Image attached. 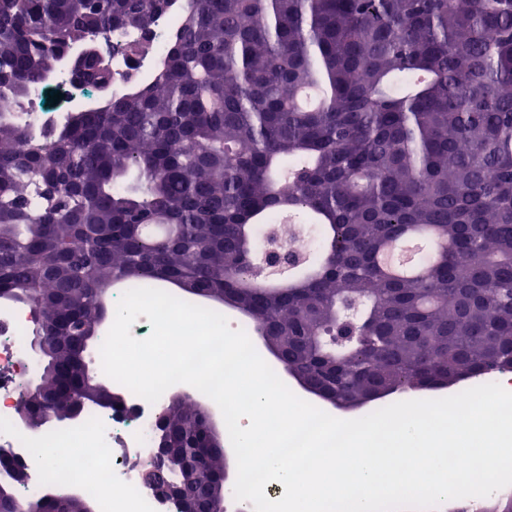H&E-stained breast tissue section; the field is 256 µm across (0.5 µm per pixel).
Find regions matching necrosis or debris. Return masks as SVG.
<instances>
[{"label": "necrosis or debris", "instance_id": "1", "mask_svg": "<svg viewBox=\"0 0 512 512\" xmlns=\"http://www.w3.org/2000/svg\"><path fill=\"white\" fill-rule=\"evenodd\" d=\"M180 11L170 8L146 29L112 34V41L138 44L134 59L117 53L112 58V80L127 88L146 81L171 46ZM37 370L30 351L28 315L17 306L0 304V482L12 480L11 470L23 468L26 478L16 494L30 500L41 494L56 476H65L72 488L95 489L109 498L112 512H159L154 493L142 484L136 460H146L153 446V427L160 406L128 394V409L117 414L94 409L76 420L48 421L33 429L18 418L22 402L20 382ZM55 449V456L39 461L38 451Z\"/></svg>", "mask_w": 512, "mask_h": 512}]
</instances>
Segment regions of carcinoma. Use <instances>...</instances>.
Wrapping results in <instances>:
<instances>
[{"instance_id":"carcinoma-1","label":"carcinoma","mask_w":512,"mask_h":512,"mask_svg":"<svg viewBox=\"0 0 512 512\" xmlns=\"http://www.w3.org/2000/svg\"><path fill=\"white\" fill-rule=\"evenodd\" d=\"M173 0H0V103L73 59L112 79L100 39L143 29ZM318 94L313 108L297 93ZM287 218L320 255L256 278L257 230ZM157 225L148 239L139 231ZM410 234L415 273L377 256ZM168 283L242 312L287 363L345 400L426 390L512 365V0H188L144 89L110 92L37 137L0 111V303L49 329L31 425L112 408L86 355L105 291ZM200 448L204 410L162 405ZM206 512L224 454L178 457ZM59 512H91L47 490Z\"/></svg>"}]
</instances>
